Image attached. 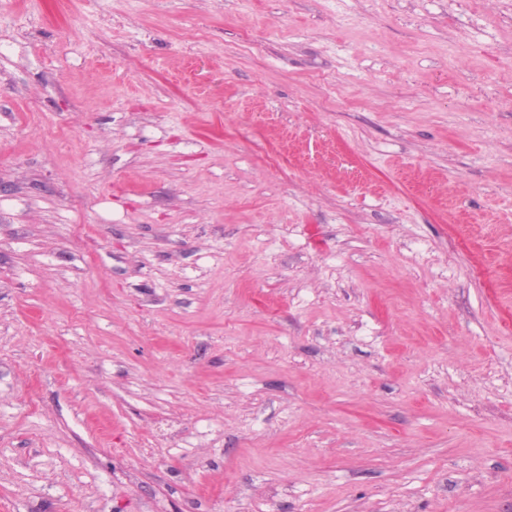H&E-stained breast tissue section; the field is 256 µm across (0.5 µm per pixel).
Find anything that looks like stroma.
<instances>
[{
    "label": "stroma",
    "mask_w": 512,
    "mask_h": 512,
    "mask_svg": "<svg viewBox=\"0 0 512 512\" xmlns=\"http://www.w3.org/2000/svg\"><path fill=\"white\" fill-rule=\"evenodd\" d=\"M0 512H512V0H0Z\"/></svg>",
    "instance_id": "obj_1"
}]
</instances>
